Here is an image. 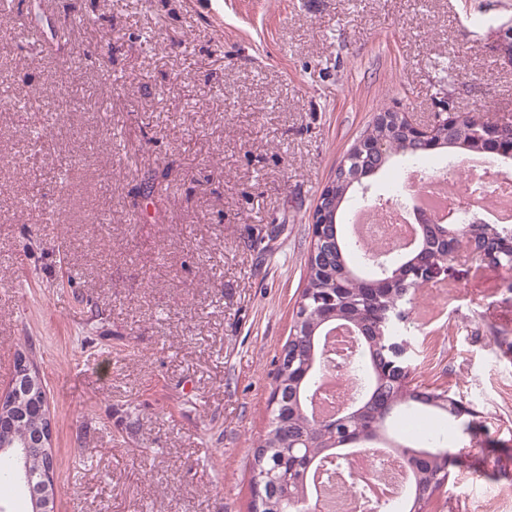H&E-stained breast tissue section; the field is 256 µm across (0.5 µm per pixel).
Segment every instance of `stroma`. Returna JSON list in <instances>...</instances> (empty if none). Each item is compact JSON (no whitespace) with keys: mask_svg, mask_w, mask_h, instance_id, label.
Segmentation results:
<instances>
[{"mask_svg":"<svg viewBox=\"0 0 512 512\" xmlns=\"http://www.w3.org/2000/svg\"><path fill=\"white\" fill-rule=\"evenodd\" d=\"M13 4L0 392L27 352L47 386L57 512H251L321 190L378 113L427 124L444 100L512 122L498 52L512 0ZM59 16L77 19L61 55ZM405 338L416 383L473 423L468 464L424 512H512V270L453 265L419 289Z\"/></svg>","mask_w":512,"mask_h":512,"instance_id":"35a3bbf8","label":"stroma"}]
</instances>
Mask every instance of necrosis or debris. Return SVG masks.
<instances>
[{
  "label": "necrosis or debris",
  "mask_w": 512,
  "mask_h": 512,
  "mask_svg": "<svg viewBox=\"0 0 512 512\" xmlns=\"http://www.w3.org/2000/svg\"><path fill=\"white\" fill-rule=\"evenodd\" d=\"M491 164L473 157L426 160L397 172L386 185V205L371 213L374 239L397 247L405 227L448 215L453 221L481 218L484 200L494 205L512 203V170L491 173ZM357 345L347 340L333 350L326 372L335 381L339 406L355 397L347 386L352 377ZM321 512H374L388 502L400 505L408 494L410 474L400 457L371 447L352 459L351 468L337 465L320 473Z\"/></svg>",
  "instance_id": "1"
}]
</instances>
